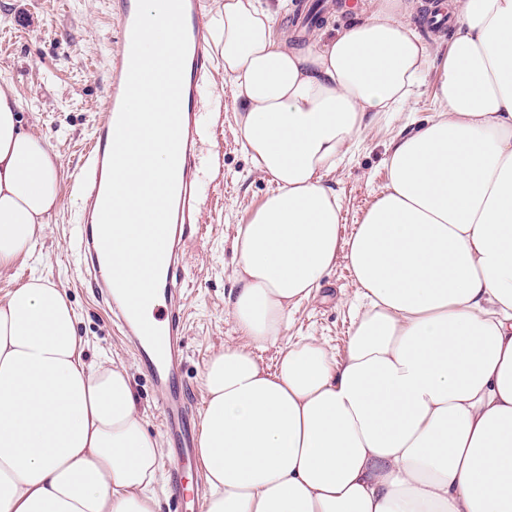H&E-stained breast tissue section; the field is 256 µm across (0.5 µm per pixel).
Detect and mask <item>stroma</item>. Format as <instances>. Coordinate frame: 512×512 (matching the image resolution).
I'll use <instances>...</instances> for the list:
<instances>
[{
	"mask_svg": "<svg viewBox=\"0 0 512 512\" xmlns=\"http://www.w3.org/2000/svg\"><path fill=\"white\" fill-rule=\"evenodd\" d=\"M339 0H291L281 9L279 31L313 33L305 14L319 11L337 28L356 15L338 8ZM117 33L111 0H0V80L8 81L20 105L25 126L43 136L54 150L62 178L61 204L47 219L46 237L29 259L0 273V301L30 276L42 277L66 291L77 314V330L87 342L86 358L123 364L131 377L148 433L159 441L167 436L160 426L158 394L137 363L120 328L81 275L76 236L81 214L74 182L86 158L91 135L107 95L108 62ZM210 73L201 92V110L209 130L201 145L205 185L201 205L205 223L188 248L184 284L187 300L183 317L185 359L183 374L191 406L202 411L206 399L205 364L224 344L243 338L224 313L234 268L231 239L273 188L257 172L238 132V103L224 80V59L215 42L206 45ZM430 95L417 97L396 120L372 122L350 159L330 178L343 203L346 226L360 219L386 183L385 146L398 133L410 132L432 115ZM356 287L344 261H337L319 293L292 312L287 331L292 339L313 336L335 356H343L354 320ZM187 486L186 503L176 509L169 486L158 487L160 512H205L208 485L196 456L181 467Z\"/></svg>",
	"mask_w": 512,
	"mask_h": 512,
	"instance_id": "obj_1",
	"label": "stroma"
}]
</instances>
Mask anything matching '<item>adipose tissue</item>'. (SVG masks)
I'll return each mask as SVG.
<instances>
[{"instance_id": "adipose-tissue-1", "label": "adipose tissue", "mask_w": 512, "mask_h": 512, "mask_svg": "<svg viewBox=\"0 0 512 512\" xmlns=\"http://www.w3.org/2000/svg\"><path fill=\"white\" fill-rule=\"evenodd\" d=\"M358 0L342 31L280 34L260 0L213 17L239 132L274 190L232 239L197 459L205 512H512V0ZM429 90L351 233L326 182L379 114ZM0 82V270L41 244L60 167ZM360 306L343 358L284 335L337 260ZM279 346L275 370L254 352ZM66 293L0 301V512H159L158 440L124 367L88 364Z\"/></svg>"}]
</instances>
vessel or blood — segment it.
<instances>
[{
    "instance_id": "obj_1",
    "label": "vessel or blood",
    "mask_w": 512,
    "mask_h": 512,
    "mask_svg": "<svg viewBox=\"0 0 512 512\" xmlns=\"http://www.w3.org/2000/svg\"><path fill=\"white\" fill-rule=\"evenodd\" d=\"M136 10L135 0L112 2V11L119 21V34L114 41L108 71L106 106L90 143L86 165L77 181L83 220L78 246L84 257L82 273L105 300L112 316L131 336L137 359L160 396L163 428L174 441L176 457L182 458L192 453L194 441L189 405L179 386L183 358L181 312L185 305L183 273L187 247L198 233L201 222L200 144L206 133V125L202 113L197 109V102L201 93V79L210 67L204 44L209 17L203 12V0H185L188 54L182 91L179 172L158 295L148 315L151 323L159 327L163 334L164 354L159 357L148 345L114 289L97 232L108 175V159L129 68Z\"/></svg>"
}]
</instances>
